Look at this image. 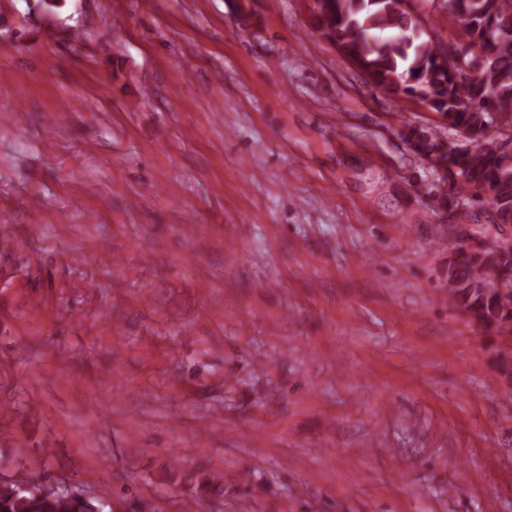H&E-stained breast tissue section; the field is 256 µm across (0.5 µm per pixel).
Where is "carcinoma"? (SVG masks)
Masks as SVG:
<instances>
[{
    "instance_id": "carcinoma-1",
    "label": "carcinoma",
    "mask_w": 512,
    "mask_h": 512,
    "mask_svg": "<svg viewBox=\"0 0 512 512\" xmlns=\"http://www.w3.org/2000/svg\"><path fill=\"white\" fill-rule=\"evenodd\" d=\"M405 0H323L317 30L373 87L396 97L421 98L469 146L412 127V151L444 163L456 203L490 202L512 213V160L495 145L512 136V0H445L457 27L464 67L441 63L443 47L415 34L418 16ZM480 263L464 253L448 259L449 299L490 329L512 327V281L474 288ZM0 512H102L29 473L0 482Z\"/></svg>"
}]
</instances>
